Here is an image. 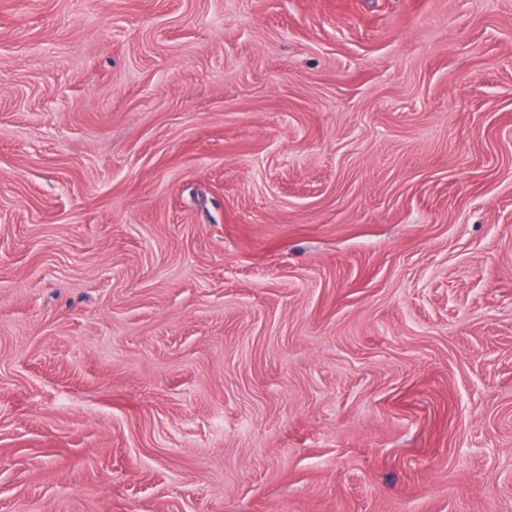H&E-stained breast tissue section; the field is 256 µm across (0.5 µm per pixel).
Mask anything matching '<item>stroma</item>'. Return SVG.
<instances>
[{
    "label": "stroma",
    "mask_w": 512,
    "mask_h": 512,
    "mask_svg": "<svg viewBox=\"0 0 512 512\" xmlns=\"http://www.w3.org/2000/svg\"><path fill=\"white\" fill-rule=\"evenodd\" d=\"M0 512H512V0H0Z\"/></svg>",
    "instance_id": "stroma-1"
}]
</instances>
